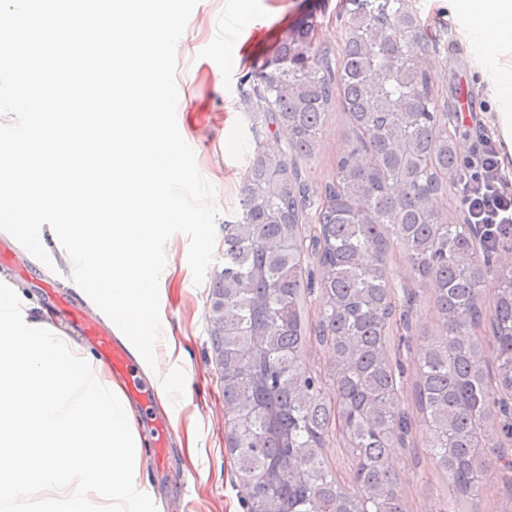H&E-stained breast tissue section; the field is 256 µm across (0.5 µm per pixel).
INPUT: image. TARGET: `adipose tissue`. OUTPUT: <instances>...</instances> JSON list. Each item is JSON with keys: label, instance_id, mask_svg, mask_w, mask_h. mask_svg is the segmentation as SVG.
<instances>
[{"label": "adipose tissue", "instance_id": "1", "mask_svg": "<svg viewBox=\"0 0 512 512\" xmlns=\"http://www.w3.org/2000/svg\"><path fill=\"white\" fill-rule=\"evenodd\" d=\"M512 161V0H452ZM120 383L0 275V512H152Z\"/></svg>", "mask_w": 512, "mask_h": 512}]
</instances>
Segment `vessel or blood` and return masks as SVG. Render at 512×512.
<instances>
[{
    "label": "vessel or blood",
    "instance_id": "1",
    "mask_svg": "<svg viewBox=\"0 0 512 512\" xmlns=\"http://www.w3.org/2000/svg\"><path fill=\"white\" fill-rule=\"evenodd\" d=\"M69 321L74 333L95 345L100 358L109 366L113 376L126 380L128 397L140 400L142 405H149V393L141 390L132 378V357L126 346L107 335L98 318L86 308H72Z\"/></svg>",
    "mask_w": 512,
    "mask_h": 512
}]
</instances>
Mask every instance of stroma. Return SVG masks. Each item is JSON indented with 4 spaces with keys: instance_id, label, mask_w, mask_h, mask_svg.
I'll return each mask as SVG.
<instances>
[{
    "instance_id": "obj_1",
    "label": "stroma",
    "mask_w": 512,
    "mask_h": 512,
    "mask_svg": "<svg viewBox=\"0 0 512 512\" xmlns=\"http://www.w3.org/2000/svg\"><path fill=\"white\" fill-rule=\"evenodd\" d=\"M246 19L229 28L228 19L238 9L237 0H199L182 43L177 49L176 83L179 99L176 122L184 140L193 149L202 175L216 188L218 209L215 225L241 214V186L257 140L265 139L267 127L261 115L248 112L242 101L253 88V74L274 56L281 41L299 22H317L316 37L328 51L332 64H339L345 37L346 0H248ZM428 30V42L418 55L426 70L440 110L448 112V128L461 144L460 158H468L476 144L478 127H491L496 104L489 99L481 80L479 51L462 37L461 15L448 9V0H411ZM234 42L238 54L225 58V42ZM354 130L348 112L333 104L319 136L313 157L301 159L311 191H319L336 174V160L350 148ZM14 260L25 269L17 284L41 309H48L45 286L49 281L31 253L14 244ZM189 239L173 235L165 246L172 273L159 292L160 308L181 341V356L159 353L161 373L181 369L190 381L179 428L168 452L155 459L151 433L152 417L162 416L160 405L151 411L137 410L136 421L145 439L140 481L153 490L158 506H173L174 512H249L247 495L237 481L233 459L224 435V396L216 377L206 312L211 278L195 283L188 264ZM412 349L404 353L406 376H413V351L423 337L434 334L439 322L430 289L417 291L412 315ZM192 427L199 452L189 457L181 448L184 427ZM412 447L394 446L393 463L402 476L400 491L407 512H444L448 480L434 467L426 446L422 413L413 415Z\"/></svg>"
}]
</instances>
